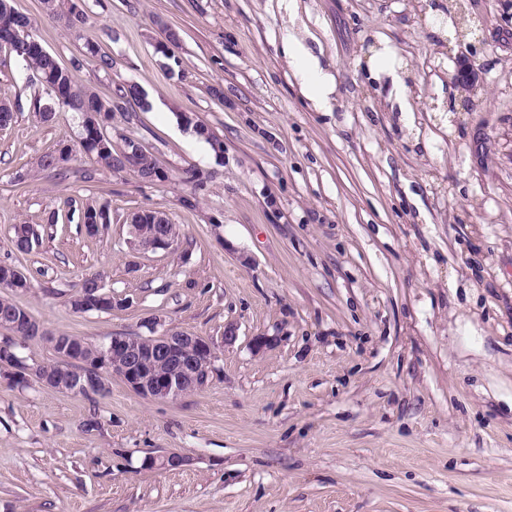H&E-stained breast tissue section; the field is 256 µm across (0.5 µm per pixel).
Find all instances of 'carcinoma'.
Returning <instances> with one entry per match:
<instances>
[{"label": "carcinoma", "mask_w": 512, "mask_h": 512, "mask_svg": "<svg viewBox=\"0 0 512 512\" xmlns=\"http://www.w3.org/2000/svg\"><path fill=\"white\" fill-rule=\"evenodd\" d=\"M47 0H41L42 15L56 21L63 22L67 27L78 31L86 23L84 12L70 7L63 9V0H55L51 8L44 7ZM37 21L16 11L12 0H0V44L7 46L22 67L28 71L36 72L42 77L38 84L42 93L34 96L30 101V111L42 122H49L46 105L55 97V88L71 87L75 90V101H66L56 105V109L77 114L80 127V146L86 156L95 164L107 168L115 173L127 171L135 174L139 179L151 177V182H165L169 180V171L163 168L157 158L147 150H141V166L118 168L120 157L131 150L134 139L126 136L120 137L117 144L112 139V115L115 112L125 113L134 105L140 106L143 99L142 90L132 85L118 84L105 96L87 86L78 84L74 70L80 62H73L67 67L59 63L56 57L47 50L30 52L26 49V42L35 39ZM84 57L96 62L99 70L109 74L112 69V59L102 53L98 45L87 43L84 45ZM72 160V148H67L66 154L57 157L55 153H48L40 160L43 169H57L64 172ZM140 223L130 225L132 230H140L149 234L154 230H163L165 226H173L175 233H180L178 225L167 222V225L154 223L156 211L141 209L137 211ZM80 223L90 235L97 234L101 228L111 223L110 209L107 205L96 201H88L80 208ZM39 240L37 230L31 224H15L12 227L11 245L19 252H28ZM13 278L0 279V323H7L13 318H19L18 326L11 328L17 336V345L22 347L31 341L44 340L49 343L53 352H58L56 340H66L68 336L51 337L40 331V322L36 318H27L22 307L10 299V294L23 292L30 288V281L21 271L12 272ZM69 303L80 312L108 311L112 309V291L106 289L99 273L86 275L80 289L71 296Z\"/></svg>", "instance_id": "carcinoma-1"}]
</instances>
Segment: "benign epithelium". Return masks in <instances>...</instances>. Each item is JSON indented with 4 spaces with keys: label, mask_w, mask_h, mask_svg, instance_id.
<instances>
[{
    "label": "benign epithelium",
    "mask_w": 512,
    "mask_h": 512,
    "mask_svg": "<svg viewBox=\"0 0 512 512\" xmlns=\"http://www.w3.org/2000/svg\"><path fill=\"white\" fill-rule=\"evenodd\" d=\"M455 87L471 100L481 89L480 76L469 57L464 54L456 58ZM176 242L175 236L156 232L144 236L137 234L134 247L139 250L169 249ZM147 347L142 340L119 333L112 335L109 344L100 348L93 360V374L82 380L71 374L70 364L80 360L76 347L71 343L62 345L59 361L61 373L41 382L54 388L78 394L85 391H103L110 377L117 375L135 392L156 400L173 399L189 382L209 381L216 358L213 342L203 336L168 330L160 336L148 337ZM173 364L169 373H157L156 366L162 361ZM183 457L177 452L152 456L146 465L154 468L176 469L182 465Z\"/></svg>",
    "instance_id": "1"
}]
</instances>
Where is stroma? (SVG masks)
Listing matches in <instances>:
<instances>
[{"label":"stroma","mask_w":512,"mask_h":512,"mask_svg":"<svg viewBox=\"0 0 512 512\" xmlns=\"http://www.w3.org/2000/svg\"><path fill=\"white\" fill-rule=\"evenodd\" d=\"M65 3L81 31L40 0L13 5L62 64L80 61V84L141 85L149 108L112 125L170 178L83 157L63 178L39 169L77 122H39L37 84L0 49V100L16 107L0 130V262L31 282L13 299L52 336L100 344L157 317L217 358L207 386L165 401L116 375L90 397L18 386L0 366V512H512V0ZM435 7L478 21L470 47L433 34ZM168 27L171 59L155 50ZM291 35L336 80L327 108L300 92ZM88 41L110 73L83 59ZM384 43L407 72L404 112L389 79L368 78ZM461 52L483 82L468 101ZM91 199L111 214L93 236L78 221ZM140 209L180 225L177 249L130 247ZM20 223L41 232L26 253L9 242ZM93 272L116 303L75 311ZM166 451L180 469L146 466ZM55 4L52 8H46L45 3L47 0H41L42 15L49 19L63 22L67 27L75 31H80L82 26L86 23L87 17L83 11L76 10L71 6L68 10L63 9L64 1L54 0Z\"/></svg>","instance_id":"35a3bbf8"}]
</instances>
